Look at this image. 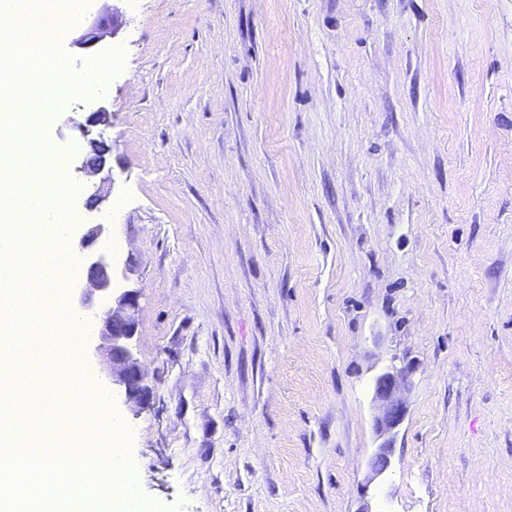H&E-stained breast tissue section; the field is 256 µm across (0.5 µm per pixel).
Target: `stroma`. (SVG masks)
<instances>
[{"label": "stroma", "mask_w": 512, "mask_h": 512, "mask_svg": "<svg viewBox=\"0 0 512 512\" xmlns=\"http://www.w3.org/2000/svg\"><path fill=\"white\" fill-rule=\"evenodd\" d=\"M115 32L78 38L106 8ZM49 150L153 389L130 430L161 512H512V0H88ZM107 119L82 135L90 112ZM110 148L106 182L79 166ZM105 200L87 207L93 193ZM412 369L372 476L375 376Z\"/></svg>", "instance_id": "stroma-1"}]
</instances>
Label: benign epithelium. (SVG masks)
Returning a JSON list of instances; mask_svg holds the SVG:
<instances>
[{"mask_svg": "<svg viewBox=\"0 0 512 512\" xmlns=\"http://www.w3.org/2000/svg\"><path fill=\"white\" fill-rule=\"evenodd\" d=\"M114 14L96 19L77 40L83 47H92L104 36L113 33ZM92 154L83 158L81 168L88 173H96L103 163L104 148L91 143ZM105 227L96 224L83 232L78 246L84 256L86 277L90 288L76 293L77 305L92 310L99 322V333L104 345L96 352H105L112 372V384L124 391L125 402L142 409L149 404L152 390L145 383L137 358L129 343L136 335L139 309V295L133 289L114 287V272L111 265L96 254V245ZM407 382L406 373L393 368L380 373L374 380L373 400L377 414L374 426L378 436L384 441L378 446L370 460L374 474H384L390 466L392 437L403 423L407 406L402 390Z\"/></svg>", "mask_w": 512, "mask_h": 512, "instance_id": "1", "label": "benign epithelium"}]
</instances>
